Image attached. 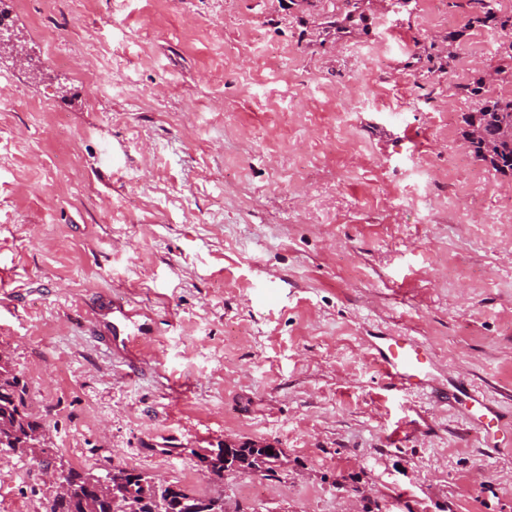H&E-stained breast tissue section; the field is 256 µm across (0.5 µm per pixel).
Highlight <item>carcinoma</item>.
Here are the masks:
<instances>
[{
  "instance_id": "obj_1",
  "label": "carcinoma",
  "mask_w": 512,
  "mask_h": 512,
  "mask_svg": "<svg viewBox=\"0 0 512 512\" xmlns=\"http://www.w3.org/2000/svg\"><path fill=\"white\" fill-rule=\"evenodd\" d=\"M492 0H469L472 21L491 24L502 31L498 62L491 70L495 79L512 77V15H500ZM476 71L471 82L457 86L458 92L477 99L475 110L462 114V136L474 156L501 177L512 180V98L486 93L487 74ZM29 389L20 372L6 357H0V448L19 456L35 457L46 452L45 430L28 408ZM239 468L250 475L273 473L284 453L264 454L252 441L237 444ZM216 481L224 479V460L193 452ZM64 490L55 492L46 512H109V500L119 496L128 512H224V497H202L155 480L133 468H112L108 492L98 489V475L62 469Z\"/></svg>"
}]
</instances>
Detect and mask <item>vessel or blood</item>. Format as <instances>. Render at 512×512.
I'll list each match as a JSON object with an SVG mask.
<instances>
[{
	"instance_id": "vessel-or-blood-1",
	"label": "vessel or blood",
	"mask_w": 512,
	"mask_h": 512,
	"mask_svg": "<svg viewBox=\"0 0 512 512\" xmlns=\"http://www.w3.org/2000/svg\"><path fill=\"white\" fill-rule=\"evenodd\" d=\"M101 306L102 316L95 321L93 332L107 339L119 335L120 324L135 317L134 311L126 309L123 303L113 298L103 299ZM372 348L391 381L419 388L426 384L430 376L429 367L419 343L414 339L408 336H383L373 343ZM448 383L457 400L467 407L475 426L488 432L500 427V415L491 398L462 377H450Z\"/></svg>"
}]
</instances>
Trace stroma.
Returning a JSON list of instances; mask_svg holds the SVG:
<instances>
[{
  "label": "stroma",
  "instance_id": "35a3bbf8",
  "mask_svg": "<svg viewBox=\"0 0 512 512\" xmlns=\"http://www.w3.org/2000/svg\"><path fill=\"white\" fill-rule=\"evenodd\" d=\"M346 8L0 0L28 50L0 47V351L49 448L0 456V512L60 465L226 512H512V423L490 447L370 348L413 337L431 390L462 374L512 413V189L455 93L501 37L468 0ZM112 294L153 320L135 357L92 333ZM228 438L285 457L218 483L195 453Z\"/></svg>",
  "mask_w": 512,
  "mask_h": 512
}]
</instances>
